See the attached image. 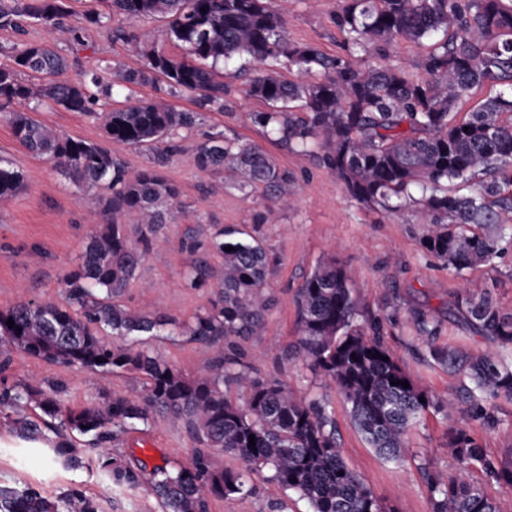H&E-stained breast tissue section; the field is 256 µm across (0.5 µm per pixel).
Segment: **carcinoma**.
Here are the masks:
<instances>
[{
	"instance_id": "cac0c4a2",
	"label": "carcinoma",
	"mask_w": 512,
	"mask_h": 512,
	"mask_svg": "<svg viewBox=\"0 0 512 512\" xmlns=\"http://www.w3.org/2000/svg\"><path fill=\"white\" fill-rule=\"evenodd\" d=\"M70 0H0V29L24 31L34 22L82 44L69 21ZM109 13L85 21L99 27L112 14L128 20L164 18L166 36L185 53L173 57L150 35L116 32L143 59L138 69L116 72L126 85H166V94H194L203 106L224 110L226 89L218 67L237 59L261 66L246 92L268 105L252 123L270 130L289 149L317 158L356 201L396 215L403 203L420 205L423 247L459 275L494 267L512 250V0H342L333 21L345 36V53L326 56L288 41L284 17L273 0H105ZM399 41L424 47L412 72L379 67L375 60ZM0 62V104L46 100L70 112L99 118L104 140L61 134L24 111L5 113L19 145L52 162L81 186H103L93 198L99 222L87 233L82 262L60 282L58 302H21L0 311V343L32 358L91 373L135 375L133 395H105L96 404L71 407L62 381L35 376L0 388V408L10 409L15 433L42 442L49 459L80 468L88 452L112 485L145 487L161 512H210V499H244L254 493L252 475L294 493L310 512H385L365 478L344 462L336 425L326 406L293 395L274 378L253 371L244 343L264 325L272 304L271 258L262 243L234 227L212 231L206 241L189 236L179 248L202 254L187 287L210 288L211 306L180 329L167 315H146L119 303L137 270L159 241L160 231L186 213L180 190L153 165L131 173L112 144L170 152L173 136L195 125L197 113L176 109L161 97L128 95L98 112L109 95L94 70L83 81L62 78L67 56L46 43H23ZM296 70L289 81L281 70ZM500 88L459 115L461 99ZM198 169L240 189L260 190L269 201L259 223L295 195L293 177L259 146L242 144L216 130L196 146ZM470 192L461 195L457 185ZM24 188L22 175L0 165V199ZM419 192L420 198L413 197ZM136 225L137 236H129ZM232 250H226V247ZM219 260L214 269L208 257ZM297 337L291 354L331 382L347 405L368 447L387 462L405 457V439L431 409L453 402L429 395L391 357L382 336L398 321L393 308L360 317L348 272L330 258L320 263L296 293ZM453 313L467 330L489 336L496 352L472 355L437 344L439 320L424 311L411 319L436 363L463 373L470 419L495 424L498 402H512V313L502 314L484 288H462ZM14 321L8 327V321ZM188 336L212 350L192 375L162 357L120 342L161 330ZM103 362L98 363L96 359ZM406 381L405 388L401 382ZM235 387L246 403L224 390ZM425 401H419V398ZM156 416L182 423L199 445L191 465H133L112 444L121 434ZM77 433L86 447L69 437ZM255 446L249 447V439ZM455 474L428 476L433 512H501L497 501L474 482L471 470L512 491V449L489 455L459 426L448 432ZM229 453L247 470H218L213 455ZM0 512H101L79 486L55 497L33 488L0 486Z\"/></svg>"
}]
</instances>
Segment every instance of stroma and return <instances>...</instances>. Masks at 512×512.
Returning a JSON list of instances; mask_svg holds the SVG:
<instances>
[{
    "mask_svg": "<svg viewBox=\"0 0 512 512\" xmlns=\"http://www.w3.org/2000/svg\"><path fill=\"white\" fill-rule=\"evenodd\" d=\"M340 5V0H288V39L328 55L341 53L343 37L333 22ZM166 27L163 19L130 22L119 16L113 17L110 27H87L84 47L70 54L66 79L81 81L85 71L105 60L116 70L139 67V59L130 56L122 41L113 36L116 28L152 32L154 41L167 53L181 55V48L167 40ZM224 83L228 110L203 111L200 124L179 130L177 148L163 167L164 175L181 192L187 216L165 226L163 243L149 254L120 302L143 313L168 315L181 324L191 322L208 306L211 291L187 286L192 258L180 251V239L188 235L207 238L217 224L237 227L257 237L272 258L273 286V303L265 325L245 344L260 376L279 380L298 398L325 403L336 422V442L343 459L366 479L389 512H433L426 476L436 472L445 475L456 466L447 444L449 428L456 424L466 427L489 454H503L512 448V404H501L494 425L467 419L461 408L450 414L430 412L411 433L406 460L387 462L365 444L331 383L301 360L276 357L275 351L296 339L297 289L320 262L333 257L350 271L363 313H381L389 304L399 308V322L384 327V344L403 370L430 394L461 401L468 380L422 357L423 347L407 317L413 310L433 312L441 324L440 343L464 346L475 355L494 350L490 339L470 335L449 320L448 310L469 279L488 289L502 312L512 313V252L499 259L495 268L479 267L466 277L456 276L423 248V229L415 204L405 205L397 217L389 219L351 199L334 172L311 157L281 146L263 127L248 121V113L265 111L266 105L246 96L247 77L237 65L226 66ZM36 117L74 138L96 142L103 135L99 119L60 107H41ZM218 129L264 148L293 177L297 187L294 202L280 212L277 223H258L257 216L266 205L260 193L246 194L196 168L197 142ZM0 160L17 168L24 181L21 193L0 200V310L32 299L60 301L59 282L80 263L87 231L96 222L91 205L95 191L76 187L49 161L25 152L3 119ZM142 342L146 350L187 374L195 373L210 356L208 349L187 337L164 331L143 337ZM9 357L10 366L1 376L7 383L32 373L66 381L69 391L65 402L70 406L100 402L106 392L131 395L139 388L138 380L127 375L101 376L49 365L15 347L10 349ZM118 448L128 458L152 467L166 461L189 463L196 444L183 426L158 418L145 430L125 434ZM0 484L30 485L47 496L79 486L103 512H159L153 497L140 491L116 490L98 471L67 469L46 462L13 436L1 413ZM255 486V495L244 500L212 499L211 512H269V503L283 497L274 484L259 480Z\"/></svg>",
    "mask_w": 512,
    "mask_h": 512,
    "instance_id": "35a3bbf8",
    "label": "stroma"
}]
</instances>
